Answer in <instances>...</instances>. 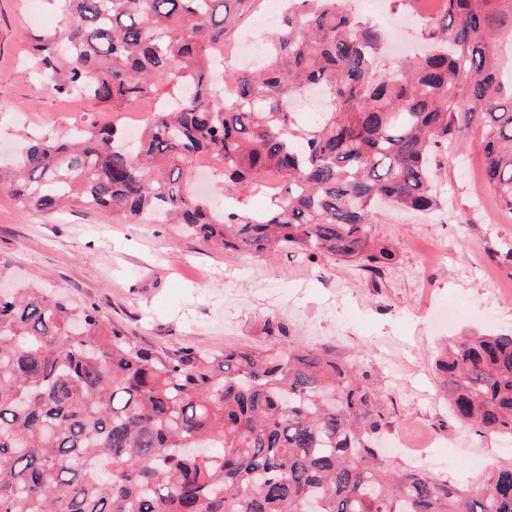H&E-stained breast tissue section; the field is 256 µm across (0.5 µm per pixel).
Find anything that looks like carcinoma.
Instances as JSON below:
<instances>
[{
  "mask_svg": "<svg viewBox=\"0 0 512 512\" xmlns=\"http://www.w3.org/2000/svg\"><path fill=\"white\" fill-rule=\"evenodd\" d=\"M346 2L293 0L264 63L218 99L214 59L258 0H63L65 28L37 47L46 89L114 107L175 89L178 104L132 146L117 123L33 141L0 188L24 208L161 217L226 253L280 248L375 278L392 260L372 242L378 206L435 207L438 156L478 131L512 213V79L495 44L512 38V0H445L427 53L394 70ZM309 89L324 106L305 123ZM200 155L222 160L235 202L194 193ZM270 171L278 198L253 215L245 197ZM434 369L460 426L512 440V334L447 343ZM388 418L367 374L302 344L161 354L92 305L35 284L0 294V512H305L310 498L319 512H512V460L470 485L397 467L378 448Z\"/></svg>",
  "mask_w": 512,
  "mask_h": 512,
  "instance_id": "1",
  "label": "carcinoma"
}]
</instances>
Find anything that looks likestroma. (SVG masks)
Masks as SVG:
<instances>
[{
	"label": "stroma",
	"instance_id": "stroma-1",
	"mask_svg": "<svg viewBox=\"0 0 512 512\" xmlns=\"http://www.w3.org/2000/svg\"><path fill=\"white\" fill-rule=\"evenodd\" d=\"M413 0H364L362 16L384 15L388 68L422 53L426 34ZM64 17L56 0H0V157L30 139L65 136L86 121L131 125L148 104L115 108L68 98L37 79L43 41ZM438 171L439 205L427 213L381 211L373 235L394 247L380 277L356 264L286 251L227 254L174 224H124L81 205L28 210L0 189V269L9 281L94 305L142 347L220 352L265 347L270 321L289 341L356 363L392 403L383 439L434 436L426 467L470 484L512 458V443L457 425L433 370L439 344L471 331L512 333V269L490 257L512 245V214L498 212L485 185L481 140L469 135Z\"/></svg>",
	"mask_w": 512,
	"mask_h": 512
}]
</instances>
